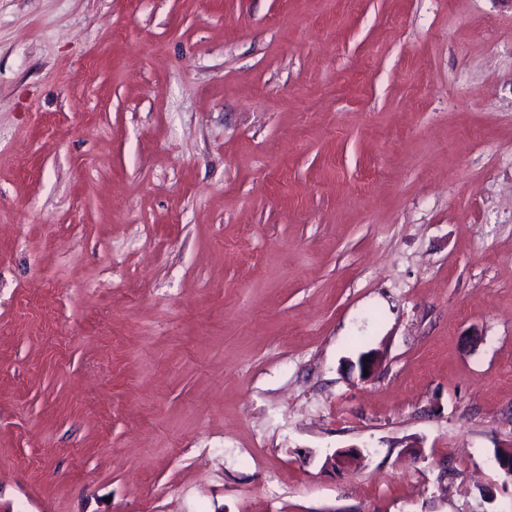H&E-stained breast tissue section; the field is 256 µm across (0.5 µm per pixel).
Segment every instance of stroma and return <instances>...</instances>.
I'll return each instance as SVG.
<instances>
[{
    "mask_svg": "<svg viewBox=\"0 0 512 512\" xmlns=\"http://www.w3.org/2000/svg\"><path fill=\"white\" fill-rule=\"evenodd\" d=\"M500 448L512 0H0V512H512Z\"/></svg>",
    "mask_w": 512,
    "mask_h": 512,
    "instance_id": "35a3bbf8",
    "label": "stroma"
}]
</instances>
